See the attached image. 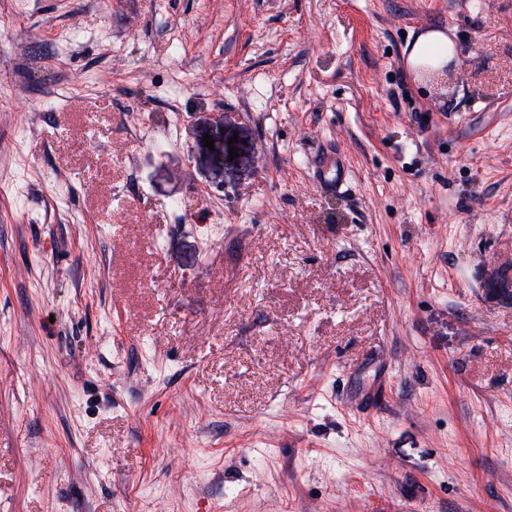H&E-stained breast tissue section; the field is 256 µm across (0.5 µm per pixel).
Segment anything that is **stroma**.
Instances as JSON below:
<instances>
[{
	"mask_svg": "<svg viewBox=\"0 0 512 512\" xmlns=\"http://www.w3.org/2000/svg\"><path fill=\"white\" fill-rule=\"evenodd\" d=\"M502 271L512 0H0V512H512ZM455 57L456 47L444 32L430 30L418 35L409 46L406 62L415 74L422 70L443 74ZM314 174L319 185L327 191H339L347 182L345 160L334 153L320 155L314 163Z\"/></svg>",
	"mask_w": 512,
	"mask_h": 512,
	"instance_id": "35a3bbf8",
	"label": "stroma"
}]
</instances>
